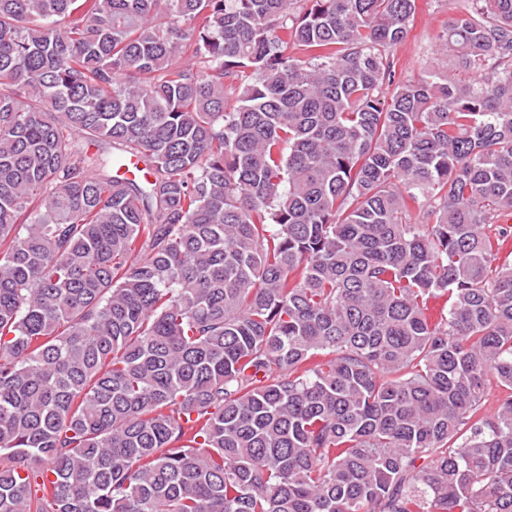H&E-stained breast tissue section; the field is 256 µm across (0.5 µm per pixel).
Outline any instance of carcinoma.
<instances>
[{"label": "carcinoma", "instance_id": "carcinoma-1", "mask_svg": "<svg viewBox=\"0 0 512 512\" xmlns=\"http://www.w3.org/2000/svg\"><path fill=\"white\" fill-rule=\"evenodd\" d=\"M415 11L0 0V512H512V0ZM463 1L417 0L416 13L409 24L407 37L396 49L403 78L417 77L425 67L435 64L438 36L448 17L461 7Z\"/></svg>", "mask_w": 512, "mask_h": 512}]
</instances>
